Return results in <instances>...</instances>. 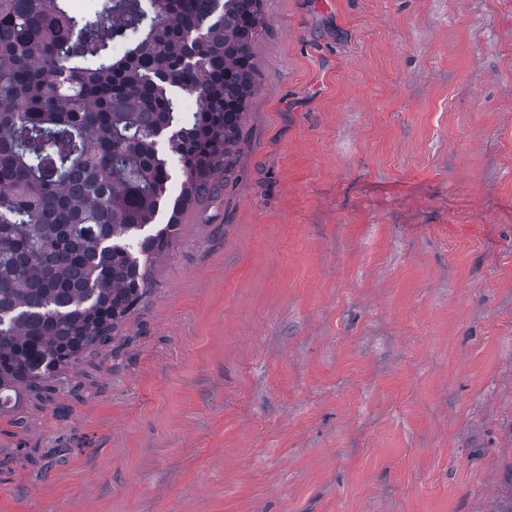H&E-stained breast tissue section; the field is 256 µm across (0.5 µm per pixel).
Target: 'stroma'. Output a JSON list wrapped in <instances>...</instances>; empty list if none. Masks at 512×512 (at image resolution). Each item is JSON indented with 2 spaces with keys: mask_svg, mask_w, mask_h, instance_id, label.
Segmentation results:
<instances>
[{
  "mask_svg": "<svg viewBox=\"0 0 512 512\" xmlns=\"http://www.w3.org/2000/svg\"><path fill=\"white\" fill-rule=\"evenodd\" d=\"M217 192L0 512H512V0H264Z\"/></svg>",
  "mask_w": 512,
  "mask_h": 512,
  "instance_id": "obj_1",
  "label": "stroma"
}]
</instances>
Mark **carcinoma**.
<instances>
[{
  "label": "carcinoma",
  "mask_w": 512,
  "mask_h": 512,
  "mask_svg": "<svg viewBox=\"0 0 512 512\" xmlns=\"http://www.w3.org/2000/svg\"><path fill=\"white\" fill-rule=\"evenodd\" d=\"M262 2L0 0V414L114 339L228 170ZM171 156L183 180L157 227Z\"/></svg>",
  "instance_id": "obj_1"
}]
</instances>
